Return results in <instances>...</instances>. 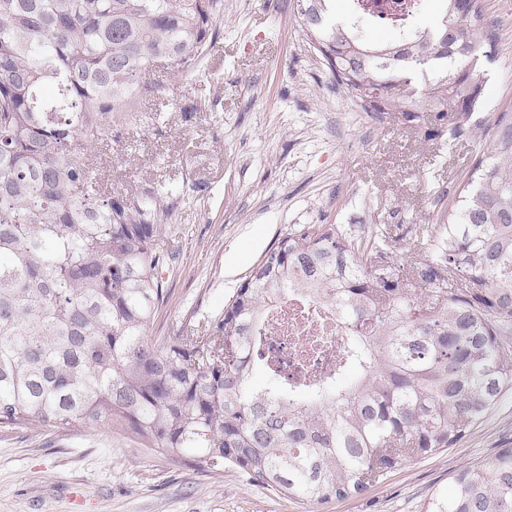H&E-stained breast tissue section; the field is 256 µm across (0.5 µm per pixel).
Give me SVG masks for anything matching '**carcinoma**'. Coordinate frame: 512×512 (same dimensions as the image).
<instances>
[{
  "label": "carcinoma",
  "instance_id": "1",
  "mask_svg": "<svg viewBox=\"0 0 512 512\" xmlns=\"http://www.w3.org/2000/svg\"><path fill=\"white\" fill-rule=\"evenodd\" d=\"M296 0L308 45L368 115L453 148L484 105L496 27L479 0H442L426 27L366 31L379 0ZM223 0H0V426L119 424L195 451L276 496H360L455 447L512 391V114L468 164L438 224H303L203 325L146 331L164 302L175 193L103 195L88 157L163 85L198 76ZM350 328L342 374L307 396L254 358L266 307L289 291ZM267 377L258 389L252 376ZM431 512H512V448L454 474Z\"/></svg>",
  "mask_w": 512,
  "mask_h": 512
}]
</instances>
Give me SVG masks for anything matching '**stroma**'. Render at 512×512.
Listing matches in <instances>:
<instances>
[{
  "label": "stroma",
  "instance_id": "stroma-1",
  "mask_svg": "<svg viewBox=\"0 0 512 512\" xmlns=\"http://www.w3.org/2000/svg\"><path fill=\"white\" fill-rule=\"evenodd\" d=\"M498 27L485 64L482 122L512 113V0H481ZM133 127L105 138V193L160 184L175 259L148 340L223 313L249 270L295 224L439 223L468 158L490 139L447 148L361 112L306 43L295 0H224L220 40L196 81L155 74ZM512 447V394L456 447L408 463L365 494L326 504L270 494L191 451L160 452L121 426L78 433L0 428V512H428L453 475Z\"/></svg>",
  "mask_w": 512,
  "mask_h": 512
}]
</instances>
